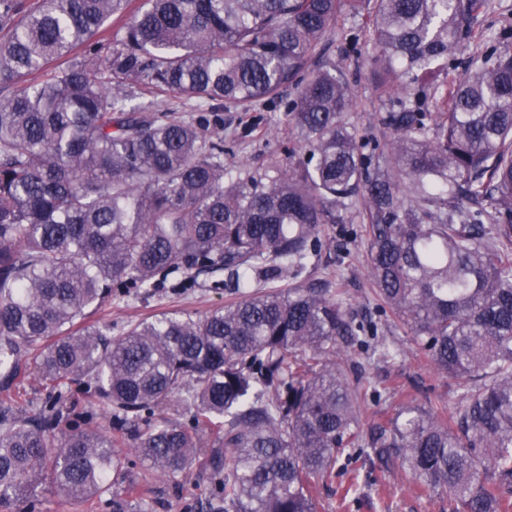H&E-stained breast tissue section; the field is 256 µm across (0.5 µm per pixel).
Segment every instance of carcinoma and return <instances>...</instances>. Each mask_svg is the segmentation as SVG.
I'll use <instances>...</instances> for the list:
<instances>
[{
    "mask_svg": "<svg viewBox=\"0 0 512 512\" xmlns=\"http://www.w3.org/2000/svg\"><path fill=\"white\" fill-rule=\"evenodd\" d=\"M131 2L0 0V512H36L47 484H118L119 432L169 479L204 468L210 512H317L315 485L362 439L339 342L365 329L326 288L251 287L302 268L358 199L377 296L462 380L456 413L409 406L371 447L460 512H512V47L493 32L455 62L486 0ZM344 12L366 17L382 145L348 121L343 74L312 68ZM290 88L307 158L259 177L224 166V132L155 109L247 112ZM175 272H224L240 297L115 339L85 325ZM30 369L55 394L31 416ZM73 383L112 429L68 422ZM132 508L130 484L112 512Z\"/></svg>",
    "mask_w": 512,
    "mask_h": 512,
    "instance_id": "cac0c4a2",
    "label": "carcinoma"
}]
</instances>
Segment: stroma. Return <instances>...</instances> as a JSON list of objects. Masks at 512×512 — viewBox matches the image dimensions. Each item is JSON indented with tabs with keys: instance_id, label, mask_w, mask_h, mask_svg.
<instances>
[{
	"instance_id": "stroma-1",
	"label": "stroma",
	"mask_w": 512,
	"mask_h": 512,
	"mask_svg": "<svg viewBox=\"0 0 512 512\" xmlns=\"http://www.w3.org/2000/svg\"><path fill=\"white\" fill-rule=\"evenodd\" d=\"M512 25V0H490L485 11L475 14L470 35L457 54L458 61L486 48L485 37ZM325 59L348 79L353 97L352 122L368 136L385 141L389 132L376 119L383 102L371 81L368 58L372 45L361 19L347 18L342 28L329 33L323 44ZM212 123L224 131V163L253 175H264L274 162H286L289 153L303 155L291 115L282 106L258 103L252 111L227 109L210 113ZM321 247L308 265L289 283L303 286L328 283L330 295L339 299L349 318L374 324L378 337L399 348L398 360L370 358L365 349L354 348L351 359L362 370L358 414L363 430L385 424L406 405H437L452 413L460 405L458 379L438 374L420 353L410 330L393 315L382 313L369 273V245L360 216L347 223L325 225ZM224 276H200L197 283L181 284L170 276L152 293L131 292L107 301L89 319L109 336H122L130 323L163 311L202 315L237 300L235 289L225 287ZM365 484L362 496H345L344 485L352 472ZM149 512H208V479L191 468L180 484H173L150 468L137 463L128 474ZM318 512H452L447 493L421 494L415 481L398 464H383L371 450L354 459L340 458L333 480L319 483L314 492Z\"/></svg>"
}]
</instances>
